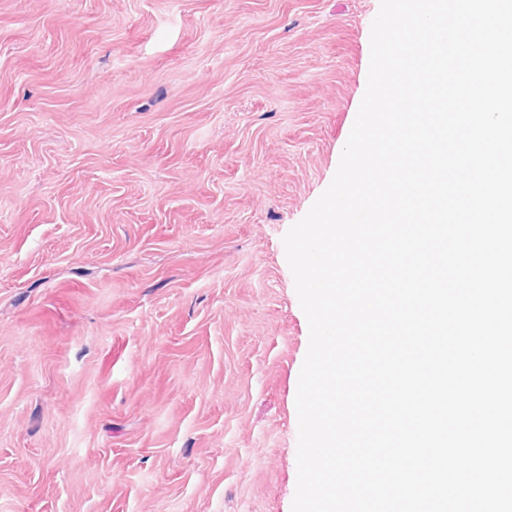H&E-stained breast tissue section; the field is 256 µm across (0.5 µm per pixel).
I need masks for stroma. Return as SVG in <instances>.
<instances>
[{
    "instance_id": "stroma-1",
    "label": "stroma",
    "mask_w": 512,
    "mask_h": 512,
    "mask_svg": "<svg viewBox=\"0 0 512 512\" xmlns=\"http://www.w3.org/2000/svg\"><path fill=\"white\" fill-rule=\"evenodd\" d=\"M380 0H0V512H292L283 237Z\"/></svg>"
}]
</instances>
